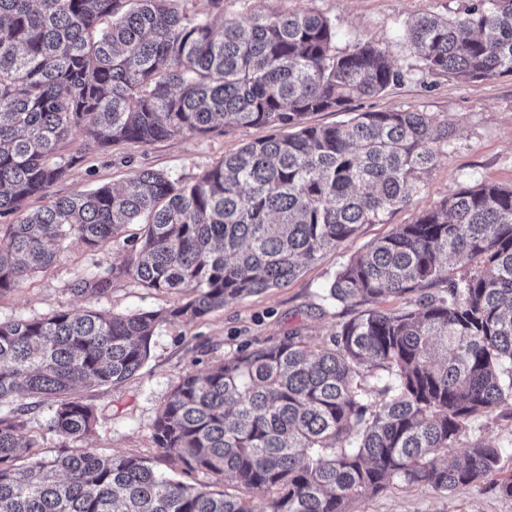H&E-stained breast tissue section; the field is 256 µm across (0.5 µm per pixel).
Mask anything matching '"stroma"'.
I'll list each match as a JSON object with an SVG mask.
<instances>
[{"label": "stroma", "mask_w": 512, "mask_h": 512, "mask_svg": "<svg viewBox=\"0 0 512 512\" xmlns=\"http://www.w3.org/2000/svg\"><path fill=\"white\" fill-rule=\"evenodd\" d=\"M470 4L471 0H223L216 8L210 0H182L181 9L217 26L255 12L319 13L335 30L337 51L350 52L363 43H377L389 51L396 67L405 74L401 83L385 93L353 102L351 111L431 112L447 121L452 136L408 207L387 215L383 223L364 225L357 237L304 267L287 285L228 303L197 322L161 324L147 361L133 379L119 387L81 389V396L96 410L97 425L90 436L78 440V447L137 456L161 465L151 427L158 409L183 376L206 371L242 344L257 346L292 328L301 329L315 344L328 339L341 322L355 314L354 309L327 304L322 298L336 270L351 255L386 235L394 225L410 223L464 187L484 180L512 185V76L464 82L424 74L407 39L410 23L422 14L455 17ZM270 133L267 127H240L206 136L175 134L144 146L122 142L94 150L51 188L48 198L31 199L27 208L34 211L47 206L52 198L105 184L118 185L145 169L191 182L224 156ZM120 249V244L111 242L94 252L77 245L60 250L47 272L30 277L21 288L0 297V321L87 306L134 314L182 303V296L146 292L126 275L114 278L111 290L101 297L87 299L71 293L73 281L111 267ZM468 437L500 448L501 473L512 474V401L474 420ZM346 510L512 512V499L501 497L490 478L448 493L396 484L377 495L349 500Z\"/></svg>", "instance_id": "1"}]
</instances>
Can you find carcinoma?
<instances>
[{
	"label": "carcinoma",
	"mask_w": 512,
	"mask_h": 512,
	"mask_svg": "<svg viewBox=\"0 0 512 512\" xmlns=\"http://www.w3.org/2000/svg\"><path fill=\"white\" fill-rule=\"evenodd\" d=\"M179 2L0 0V215H17L0 224V296L47 271L61 246L121 239L120 263L74 293L100 297L127 274L188 297L165 311L0 321V512H254L256 496L264 512H346L396 482L446 493L499 471L501 450L479 440L448 461L473 420L512 399V187L489 181L336 271L327 298L362 310L329 342L293 328L184 376L152 425L171 473L68 447L97 422L78 388L124 384L161 324L285 285L408 206L451 134L429 112L396 109L312 125L313 113L348 112L400 83L388 50L336 53L313 11L253 13L217 31ZM409 39L425 74L512 75V0L425 13ZM253 126L275 133L190 183L147 169L25 212L65 177L76 158L57 153L77 140L90 151ZM407 294L411 309L378 307ZM34 397L54 400L53 455L25 434ZM191 471L213 482L175 477Z\"/></svg>",
	"instance_id": "1"
}]
</instances>
